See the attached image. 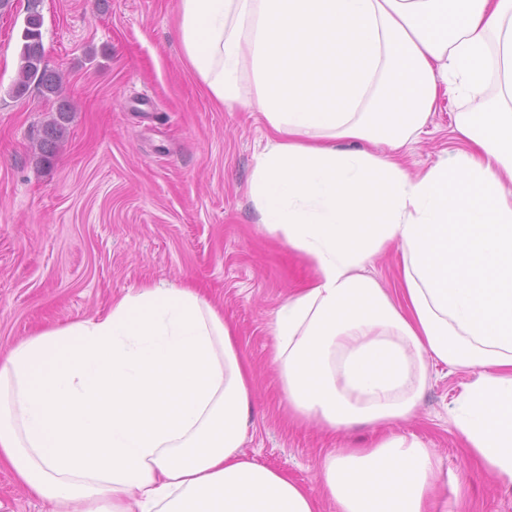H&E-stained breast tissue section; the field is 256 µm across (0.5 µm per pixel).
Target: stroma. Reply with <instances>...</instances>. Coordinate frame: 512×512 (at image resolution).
Here are the masks:
<instances>
[{
    "label": "stroma",
    "instance_id": "1",
    "mask_svg": "<svg viewBox=\"0 0 512 512\" xmlns=\"http://www.w3.org/2000/svg\"><path fill=\"white\" fill-rule=\"evenodd\" d=\"M28 0L0 10V352L107 310L153 281L205 288L251 366L241 451L309 486L333 442L292 420L272 364L269 322L310 264L262 230L249 194L268 130L261 113L218 104L180 44L179 0H39L45 61L74 106L52 163L36 149L58 100L13 86ZM455 108L432 113L408 145L409 173L457 149ZM470 380L436 364L404 433L441 473L467 475L475 512H512V492L467 459L448 407ZM0 467V512H48Z\"/></svg>",
    "mask_w": 512,
    "mask_h": 512
}]
</instances>
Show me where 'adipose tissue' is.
<instances>
[{
    "mask_svg": "<svg viewBox=\"0 0 512 512\" xmlns=\"http://www.w3.org/2000/svg\"><path fill=\"white\" fill-rule=\"evenodd\" d=\"M185 55L268 129L251 198L313 279L274 311L289 413L335 437L407 420L434 363L448 412L512 489V0H180ZM403 84L405 98L391 88ZM462 146L416 174L440 97ZM396 128H389L390 119ZM397 248L398 286L368 275ZM250 366L204 289L150 283L0 353V466L49 512H448L440 463L390 433L321 454L306 487L241 452Z\"/></svg>",
    "mask_w": 512,
    "mask_h": 512,
    "instance_id": "ef3b65f1",
    "label": "adipose tissue"
}]
</instances>
